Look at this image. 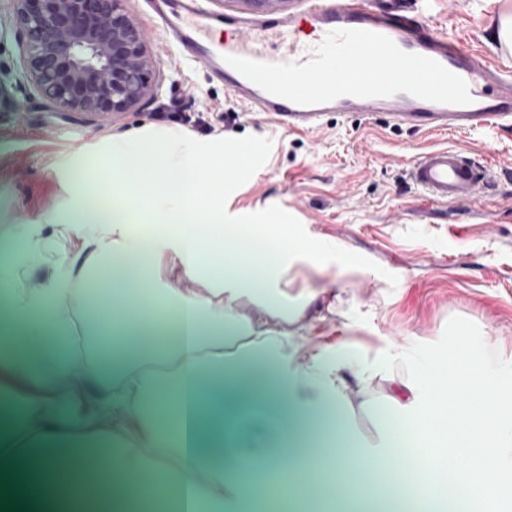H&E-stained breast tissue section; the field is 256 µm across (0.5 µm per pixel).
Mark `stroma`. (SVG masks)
<instances>
[{
    "mask_svg": "<svg viewBox=\"0 0 512 512\" xmlns=\"http://www.w3.org/2000/svg\"><path fill=\"white\" fill-rule=\"evenodd\" d=\"M134 20L146 28L160 81L157 97L140 111L96 121L56 112L29 86L16 83L19 51L10 24L9 0H0V249L16 250L37 227L54 248L48 218L66 207L79 155L95 151L108 135L144 125L181 129L184 112H228L232 119L200 142L224 143V164L212 171L224 184L225 221L274 224L305 239L342 246L349 268L337 279L298 265L289 293L318 292L303 333L327 342L347 340L369 368L390 364L409 379L412 365L392 360L394 345L413 349L417 361L447 353L457 331L496 338L489 365L512 355V129L428 134L360 113L327 115L319 129L288 133L236 100L202 64H188L166 43L146 0H129ZM512 0H428L424 18L440 31L461 36L497 58L505 52L496 31ZM460 148L495 164L497 184L480 204L426 201L406 170L424 148ZM347 435L354 447H382L385 428L376 406L386 383L349 389ZM271 400H246L224 411L228 447L249 443V419H261ZM290 494L255 499L249 512H298L328 494L291 480Z\"/></svg>",
    "mask_w": 512,
    "mask_h": 512,
    "instance_id": "1",
    "label": "stroma"
}]
</instances>
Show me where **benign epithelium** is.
I'll return each mask as SVG.
<instances>
[{"label":"benign epithelium","instance_id":"1","mask_svg":"<svg viewBox=\"0 0 512 512\" xmlns=\"http://www.w3.org/2000/svg\"><path fill=\"white\" fill-rule=\"evenodd\" d=\"M17 78L58 112L111 120L158 94L146 31L128 0H9Z\"/></svg>","mask_w":512,"mask_h":512}]
</instances>
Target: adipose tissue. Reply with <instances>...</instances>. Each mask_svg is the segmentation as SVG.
<instances>
[{"mask_svg": "<svg viewBox=\"0 0 512 512\" xmlns=\"http://www.w3.org/2000/svg\"><path fill=\"white\" fill-rule=\"evenodd\" d=\"M163 160L154 163L155 150ZM221 153L191 134L151 126L111 138L75 169L72 202L50 222L57 245L95 225L92 248L69 279L32 287L21 266L0 301V512H244L258 492L280 493L279 458L264 457V490L227 476L223 447H201L205 418L224 386L249 374L272 382L282 409L326 415L344 436L345 374L358 386V352L301 340L313 293L292 295L302 263L342 270L341 246L270 235L263 224L224 221V188L205 180ZM149 194H132L131 180ZM82 300L76 326L73 302ZM492 338L460 332L448 351L453 383L419 365L405 394L389 396L392 444L410 443L437 492L472 493L483 512L512 504V358L490 367ZM93 380L114 417L103 427L75 394ZM379 457L343 448L311 467H333L337 500L366 482Z\"/></svg>", "mask_w": 512, "mask_h": 512, "instance_id": "1", "label": "adipose tissue"}]
</instances>
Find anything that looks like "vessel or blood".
Returning a JSON list of instances; mask_svg holds the SVG:
<instances>
[{
    "label": "vessel or blood",
    "instance_id": "vessel-or-blood-1",
    "mask_svg": "<svg viewBox=\"0 0 512 512\" xmlns=\"http://www.w3.org/2000/svg\"><path fill=\"white\" fill-rule=\"evenodd\" d=\"M165 39L190 62L207 66L244 105L263 112L287 132L318 128L333 112L381 114L390 123L434 132L512 128V72L491 62L462 40L440 33L422 18L420 0H304L296 13L267 9L262 16H240L203 9L199 0H153ZM318 36L360 29L390 38L401 50L439 62L463 78L473 98L467 105L435 103L399 93L384 98L342 96L318 105H298L267 93L243 77L231 56L273 62L253 45V36L275 31L287 50L282 61L306 63L312 49L299 45L303 29ZM410 181L437 204L478 203L493 181L492 171L462 151L445 147L420 153L408 169Z\"/></svg>",
    "mask_w": 512,
    "mask_h": 512
}]
</instances>
